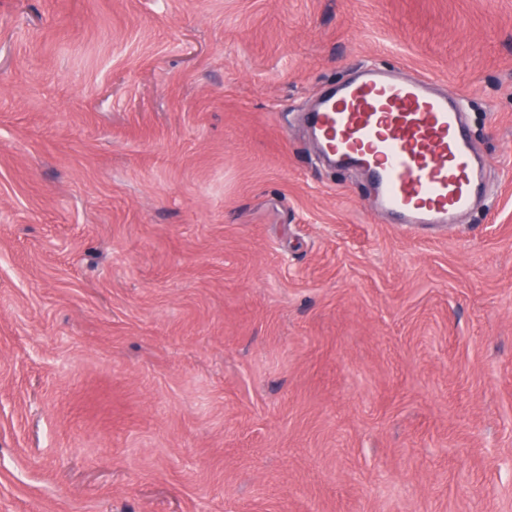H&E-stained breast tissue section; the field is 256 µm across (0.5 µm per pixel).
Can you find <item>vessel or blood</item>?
<instances>
[{"label":"vessel or blood","mask_w":512,"mask_h":512,"mask_svg":"<svg viewBox=\"0 0 512 512\" xmlns=\"http://www.w3.org/2000/svg\"><path fill=\"white\" fill-rule=\"evenodd\" d=\"M320 156L361 172L372 209L407 226L450 223L486 196L462 101L366 65L305 115Z\"/></svg>","instance_id":"b4317fda"}]
</instances>
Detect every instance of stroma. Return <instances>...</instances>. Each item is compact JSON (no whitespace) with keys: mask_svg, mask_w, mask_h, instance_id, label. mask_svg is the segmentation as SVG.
<instances>
[{"mask_svg":"<svg viewBox=\"0 0 512 512\" xmlns=\"http://www.w3.org/2000/svg\"><path fill=\"white\" fill-rule=\"evenodd\" d=\"M367 63L488 207L322 165ZM0 512H512V0H0ZM465 114L450 91L366 65L305 119L324 160L366 177L376 213L419 226L452 224L487 196Z\"/></svg>","mask_w":512,"mask_h":512,"instance_id":"1","label":"stroma"}]
</instances>
